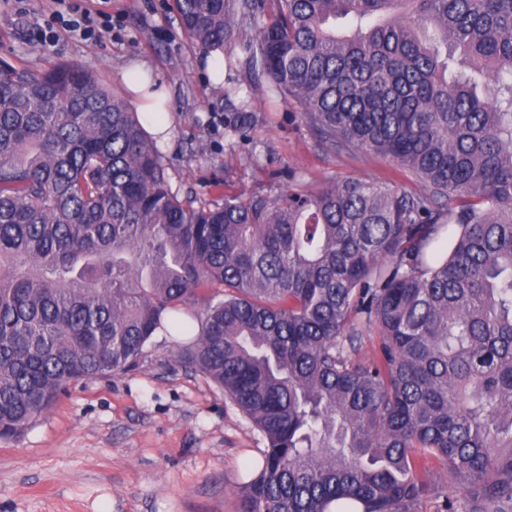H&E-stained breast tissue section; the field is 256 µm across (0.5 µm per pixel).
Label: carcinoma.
I'll use <instances>...</instances> for the list:
<instances>
[{"mask_svg": "<svg viewBox=\"0 0 512 512\" xmlns=\"http://www.w3.org/2000/svg\"><path fill=\"white\" fill-rule=\"evenodd\" d=\"M174 6L325 144L421 190L290 173L193 207L93 70L0 64V439L176 334L267 442L242 512H415L431 460L456 489L443 512H512V0ZM240 93L224 128L244 140Z\"/></svg>", "mask_w": 512, "mask_h": 512, "instance_id": "cac0c4a2", "label": "carcinoma"}]
</instances>
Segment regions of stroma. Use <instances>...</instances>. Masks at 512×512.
<instances>
[{"label": "stroma", "instance_id": "obj_1", "mask_svg": "<svg viewBox=\"0 0 512 512\" xmlns=\"http://www.w3.org/2000/svg\"><path fill=\"white\" fill-rule=\"evenodd\" d=\"M79 2L109 15L102 40L61 28L41 46L35 24L65 11L64 0H0V59L40 71L78 63L120 94L124 68L146 62L168 89L172 129L160 151L181 200L277 193L292 171L310 190L347 177L417 189L389 158L324 144L290 97L256 93L250 139L230 141L224 88L173 0ZM174 349V338L157 336L138 369L72 383L23 436L0 440V512H239L237 487L266 443L221 389L174 362Z\"/></svg>", "mask_w": 512, "mask_h": 512}]
</instances>
